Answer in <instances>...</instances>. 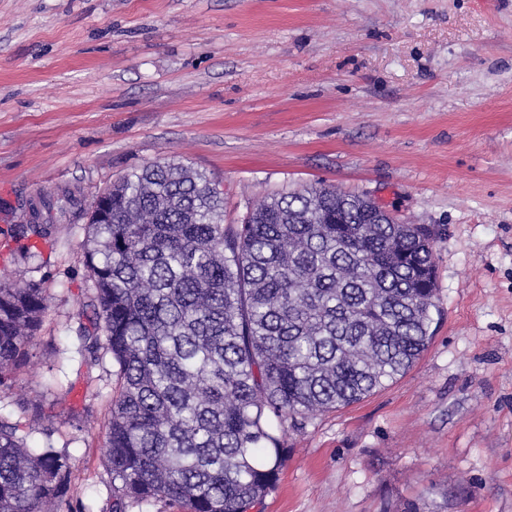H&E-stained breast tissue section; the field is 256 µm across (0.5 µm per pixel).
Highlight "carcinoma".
Here are the masks:
<instances>
[{
    "label": "carcinoma",
    "instance_id": "obj_1",
    "mask_svg": "<svg viewBox=\"0 0 512 512\" xmlns=\"http://www.w3.org/2000/svg\"><path fill=\"white\" fill-rule=\"evenodd\" d=\"M85 225L92 291L79 329L89 363L112 360L103 428L111 512H253L278 483L288 430L356 403L404 374L439 315L433 247L420 224H382L372 207L311 186L273 194L240 224L224 192L182 163L154 162L104 189ZM147 213V224L131 220ZM52 218L14 224L23 259ZM45 290L0 281V391L29 363ZM0 412V512H89L72 502L71 456L29 442L48 414Z\"/></svg>",
    "mask_w": 512,
    "mask_h": 512
}]
</instances>
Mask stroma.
Listing matches in <instances>:
<instances>
[{
  "label": "stroma",
  "instance_id": "stroma-1",
  "mask_svg": "<svg viewBox=\"0 0 512 512\" xmlns=\"http://www.w3.org/2000/svg\"><path fill=\"white\" fill-rule=\"evenodd\" d=\"M167 160L220 182L228 224L324 183L438 231L428 348L289 431L262 512H512V0H0V274L26 200L88 204ZM85 224L58 216L29 264L48 309L0 411L61 398L31 440L109 512L116 377L78 351Z\"/></svg>",
  "mask_w": 512,
  "mask_h": 512
}]
</instances>
